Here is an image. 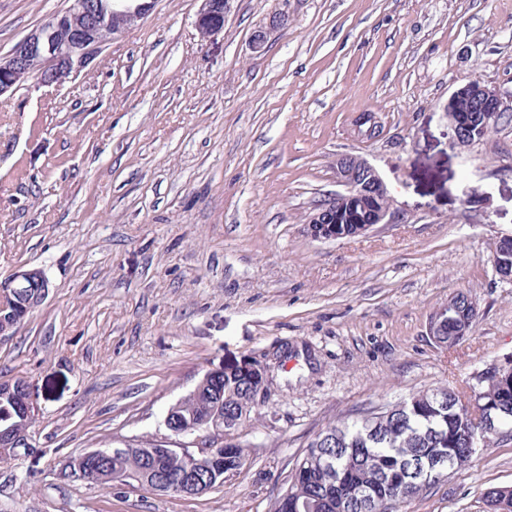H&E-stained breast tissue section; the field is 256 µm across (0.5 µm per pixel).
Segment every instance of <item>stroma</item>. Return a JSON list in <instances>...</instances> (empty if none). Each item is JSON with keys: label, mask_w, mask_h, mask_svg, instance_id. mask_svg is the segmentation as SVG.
Wrapping results in <instances>:
<instances>
[{"label": "stroma", "mask_w": 512, "mask_h": 512, "mask_svg": "<svg viewBox=\"0 0 512 512\" xmlns=\"http://www.w3.org/2000/svg\"><path fill=\"white\" fill-rule=\"evenodd\" d=\"M70 0H0V56ZM201 0H155L63 86L0 96V280L50 290L0 337V383L36 404L32 446L0 463V512H270L313 436L410 393L461 388L512 360V115L460 149L446 106L471 79L512 91V0H229L202 40ZM288 23L251 48L270 15ZM375 113L382 139L357 137ZM366 158L396 223L316 241L336 157ZM477 317L430 336L457 292ZM267 361L231 433L245 465L201 496L87 484L70 460L167 440L164 418L210 370ZM512 487V441L399 512H486ZM488 512H512V487L491 488L485 494Z\"/></svg>", "instance_id": "stroma-1"}]
</instances>
